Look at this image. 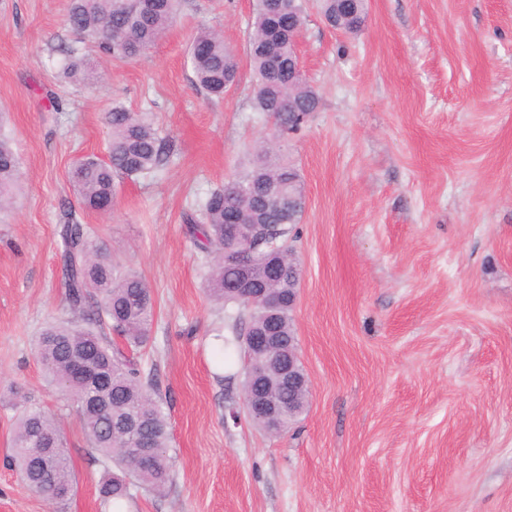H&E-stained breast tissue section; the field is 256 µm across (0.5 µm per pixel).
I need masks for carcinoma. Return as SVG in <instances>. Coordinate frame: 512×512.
<instances>
[{
	"mask_svg": "<svg viewBox=\"0 0 512 512\" xmlns=\"http://www.w3.org/2000/svg\"><path fill=\"white\" fill-rule=\"evenodd\" d=\"M182 0H69L67 22L71 32L97 53L114 62L145 54L177 21ZM353 12L336 15V0H321L326 22L347 34L360 31L367 16L365 0L352 2ZM62 77L86 83L96 78L94 63L63 49ZM247 55L255 78L252 106L273 119L276 139L296 131L318 111L320 97L303 78H288V27L271 14L268 0H256L248 37ZM195 85L216 100L238 80L234 52L218 32L200 28L189 46ZM109 128L107 156L84 157L73 162L69 181L80 205L100 214L112 212L120 181L151 176L173 156L160 138L148 112H134L121 104L105 116ZM20 162L11 138L0 133V208L8 206L18 188ZM291 198L304 195L300 173L283 160L278 144L256 150L252 167L224 186L199 198L186 216V232L207 264L206 287L215 302L233 309L224 324L214 328L223 362L240 365L241 389L258 390L295 413L273 431L255 418L251 422L271 434L288 428L309 402V391L288 394L269 386L270 373L248 344L249 336L269 327L288 338L296 337L288 305L276 315L244 299L243 286L269 288L279 295L299 286L301 269L288 267V235L301 222L303 210L265 203L270 186ZM64 222L58 234L62 243L65 302L72 317L57 319L40 332L35 352L50 386L65 392L76 408L87 444L97 453L104 474L99 498L119 503L132 498L135 486L155 495L166 493L173 480L168 454L171 433L168 416L153 371H145L132 352L145 348L155 317V296L136 272L123 270L112 252L73 219L68 203L62 204ZM121 338L120 347L112 336ZM85 354L107 377L104 396L109 404L86 398L95 389L76 373L74 357ZM136 422L148 439L145 461L130 452L129 424ZM12 457L21 479L35 492L63 502L74 493L75 476L61 428L54 416L41 409L21 411L15 422Z\"/></svg>",
	"mask_w": 512,
	"mask_h": 512,
	"instance_id": "cac0c4a2",
	"label": "carcinoma"
}]
</instances>
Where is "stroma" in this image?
Here are the masks:
<instances>
[{"label":"stroma","instance_id":"stroma-1","mask_svg":"<svg viewBox=\"0 0 512 512\" xmlns=\"http://www.w3.org/2000/svg\"><path fill=\"white\" fill-rule=\"evenodd\" d=\"M67 0H0V112L21 162L0 214V512H512V0H368L344 34L310 0L298 51L321 103L284 149L307 208L293 325L306 412L277 436L242 411L211 330L186 233L195 198L248 166L272 133L252 108L254 0H183L145 55L60 75ZM221 30L239 61L222 100L197 90L188 49ZM152 113L173 146L153 177L123 180L111 214L75 217L156 298L150 357L169 416L174 480L102 503L103 470L35 356L67 317L58 226L68 172L104 156L113 103ZM59 421L77 479L52 503L9 465L11 391Z\"/></svg>","mask_w":512,"mask_h":512}]
</instances>
